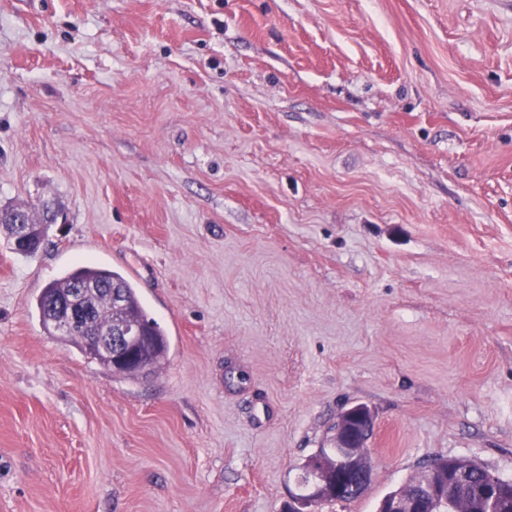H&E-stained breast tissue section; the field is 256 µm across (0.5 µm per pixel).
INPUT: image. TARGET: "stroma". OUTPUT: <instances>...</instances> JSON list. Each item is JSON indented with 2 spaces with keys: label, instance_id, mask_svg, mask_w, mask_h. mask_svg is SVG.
Returning a JSON list of instances; mask_svg holds the SVG:
<instances>
[{
  "label": "stroma",
  "instance_id": "35a3bbf8",
  "mask_svg": "<svg viewBox=\"0 0 512 512\" xmlns=\"http://www.w3.org/2000/svg\"><path fill=\"white\" fill-rule=\"evenodd\" d=\"M0 512H285L362 404L376 512L433 458L512 478V0H0ZM114 269L127 379L42 326ZM57 209L48 201H42L40 206L37 205H11L0 208V220L5 221L0 224H8L11 233V239L16 247H21L28 254H35L39 251L45 241L44 226L53 224L57 218ZM13 214L15 217L24 216L26 220L19 218L15 224H9L6 217ZM37 224H45L40 227ZM10 249L18 254L27 255L26 252L13 246L8 240ZM76 284L93 285L95 288L105 289L111 308L118 311L124 302L125 318L134 323L115 319L108 327L99 328V326H107L111 320V310L106 294L97 289L98 293L91 291L87 295L88 301L95 308L98 326L92 320V310L84 304H80L82 295L87 292V288L84 286L74 288ZM70 288L74 289L69 293ZM115 288H118L123 302ZM57 298L60 299L55 306L52 328L59 337H64L69 335L76 322L82 321L87 335L85 347L84 336H79L80 333H72L65 340L75 344L84 355H86V348L91 357H105L110 360L112 366L120 368L134 361L130 351L132 347L146 343L152 336L150 343L142 349V353L152 365V372L160 367L169 348L167 334L156 320L148 318L137 288L121 273L97 264L78 263L61 277L47 284L37 299L36 307L40 321L48 332H51L49 318ZM136 323L149 324L150 336H147L145 325ZM96 361L112 369L110 363L105 359L99 358ZM112 372L127 379H136L141 376L134 368L112 369Z\"/></svg>",
  "mask_w": 512,
  "mask_h": 512
}]
</instances>
